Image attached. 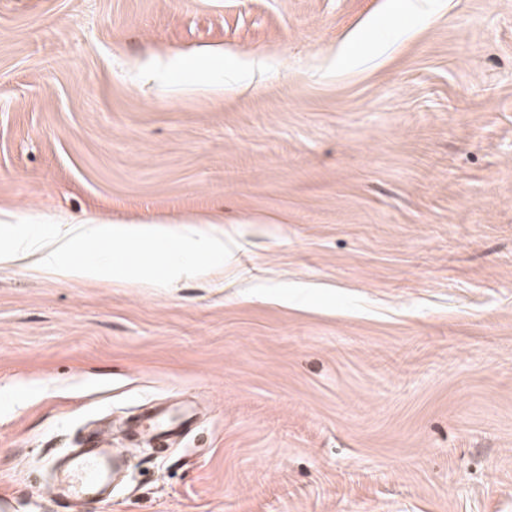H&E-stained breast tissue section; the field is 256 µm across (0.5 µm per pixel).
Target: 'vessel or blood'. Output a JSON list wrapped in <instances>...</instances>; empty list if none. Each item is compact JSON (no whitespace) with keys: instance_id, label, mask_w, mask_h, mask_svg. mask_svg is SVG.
Instances as JSON below:
<instances>
[{"instance_id":"b4317fda","label":"vessel or blood","mask_w":512,"mask_h":512,"mask_svg":"<svg viewBox=\"0 0 512 512\" xmlns=\"http://www.w3.org/2000/svg\"><path fill=\"white\" fill-rule=\"evenodd\" d=\"M183 424L174 423L166 411L153 407L134 419L129 426L132 436L151 434L167 438L180 434ZM126 449L106 444L102 436L90 438L81 448L71 451L58 462V476L49 494L55 505L73 499L91 505L112 495L111 468L124 458Z\"/></svg>"}]
</instances>
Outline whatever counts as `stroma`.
Instances as JSON below:
<instances>
[{
    "mask_svg": "<svg viewBox=\"0 0 512 512\" xmlns=\"http://www.w3.org/2000/svg\"><path fill=\"white\" fill-rule=\"evenodd\" d=\"M0 0V225L196 220L166 278L0 266V512H512V0ZM189 232L190 234L179 235L184 249L207 255H218L224 258V239L208 236L200 230ZM191 416L175 424L166 411L159 407H152L134 419L128 429L133 437L143 434H153L157 438H167L180 434L191 424ZM129 451L106 444L101 432L71 451L59 460L56 483L48 490L53 504L62 507L63 501L73 499L91 505L112 497L110 470Z\"/></svg>",
    "mask_w": 512,
    "mask_h": 512,
    "instance_id": "35a3bbf8",
    "label": "stroma"
}]
</instances>
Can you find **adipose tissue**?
I'll list each match as a JSON object with an SVG mask.
<instances>
[{
    "label": "adipose tissue",
    "instance_id": "ef3b65f1",
    "mask_svg": "<svg viewBox=\"0 0 512 512\" xmlns=\"http://www.w3.org/2000/svg\"><path fill=\"white\" fill-rule=\"evenodd\" d=\"M168 229L154 227H129L121 224H65L62 225L50 243L33 239L18 238L9 251L0 253V263L16 262L28 257H35L39 269L69 277H92L98 275L99 267L92 262L76 265L71 263V256L83 245L89 243H112L133 236L149 240L168 238Z\"/></svg>",
    "mask_w": 512,
    "mask_h": 512
}]
</instances>
